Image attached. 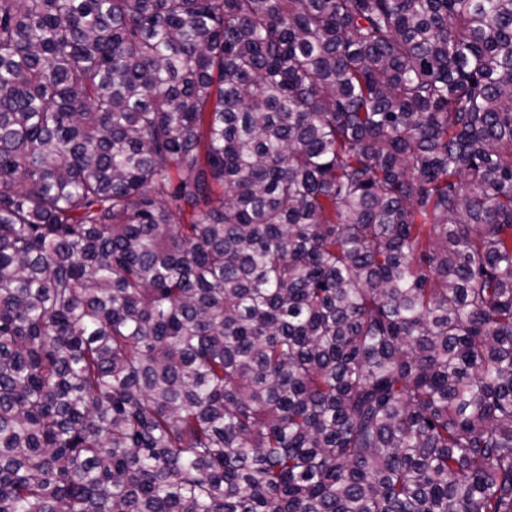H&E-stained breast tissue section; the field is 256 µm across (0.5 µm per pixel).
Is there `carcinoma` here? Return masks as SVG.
Masks as SVG:
<instances>
[{
  "label": "carcinoma",
  "mask_w": 512,
  "mask_h": 512,
  "mask_svg": "<svg viewBox=\"0 0 512 512\" xmlns=\"http://www.w3.org/2000/svg\"><path fill=\"white\" fill-rule=\"evenodd\" d=\"M0 512H512V0H0Z\"/></svg>",
  "instance_id": "cac0c4a2"
}]
</instances>
